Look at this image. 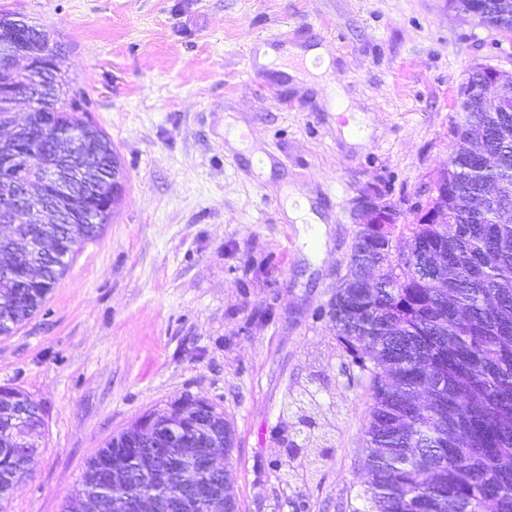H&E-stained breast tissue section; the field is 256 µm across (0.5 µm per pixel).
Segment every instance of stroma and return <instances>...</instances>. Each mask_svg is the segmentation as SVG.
Segmentation results:
<instances>
[{"label": "stroma", "instance_id": "obj_1", "mask_svg": "<svg viewBox=\"0 0 512 512\" xmlns=\"http://www.w3.org/2000/svg\"><path fill=\"white\" fill-rule=\"evenodd\" d=\"M39 25L123 173L112 218L44 305L0 336V387L45 413L8 512H61L88 459L184 395L231 423L240 512H349L365 489L367 382L329 303L368 190L403 244L448 159L471 67L512 71V32L448 0H0ZM326 48L290 73L263 51ZM303 198L321 229L299 225ZM316 391L329 451L289 392Z\"/></svg>", "mask_w": 512, "mask_h": 512}]
</instances>
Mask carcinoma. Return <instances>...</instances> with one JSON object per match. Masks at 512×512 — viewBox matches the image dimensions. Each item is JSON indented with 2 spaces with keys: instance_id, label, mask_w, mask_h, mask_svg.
I'll list each match as a JSON object with an SVG mask.
<instances>
[{
  "instance_id": "obj_1",
  "label": "carcinoma",
  "mask_w": 512,
  "mask_h": 512,
  "mask_svg": "<svg viewBox=\"0 0 512 512\" xmlns=\"http://www.w3.org/2000/svg\"><path fill=\"white\" fill-rule=\"evenodd\" d=\"M32 35L49 59L59 58L58 45L37 25ZM85 93L65 86L56 108L62 126L86 124ZM512 123V112L472 111L457 115L451 136L482 137L497 157L495 171L481 175L477 159L448 155L436 181L448 183L433 194L417 223L408 225L407 243L443 248L474 274L438 288L419 274L415 256L389 266L373 288L358 285L341 291L336 338L369 381L371 404L366 428L364 467L372 483L369 501L377 512H512V224L495 215L512 209V145L499 128ZM495 189L489 208L475 214L461 205ZM448 209L450 227L426 223L430 210ZM59 224V262L42 261L39 253L22 257L19 267L41 266L36 285L18 289L23 302L0 311V336L10 335L45 302L68 267L69 259L109 223ZM382 235L354 238L351 258L368 264L381 256ZM428 389L433 400L420 408L414 393ZM20 413L16 420L0 414V506L9 503L22 479L25 459L39 447L44 412L37 404L0 398V409ZM123 449L115 441L87 462L67 503L96 501L107 491L116 495L179 494L160 471L153 478L124 486L105 485L112 456Z\"/></svg>"
}]
</instances>
